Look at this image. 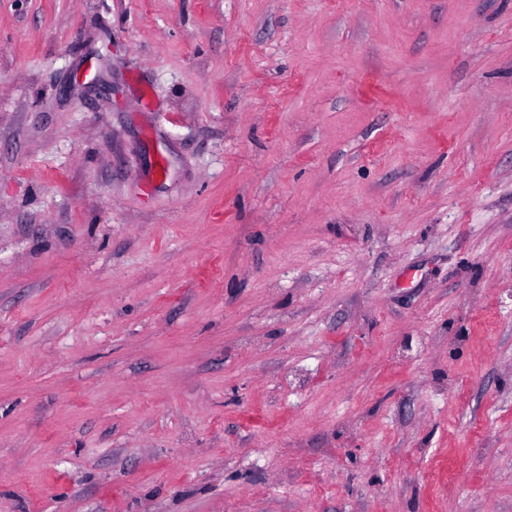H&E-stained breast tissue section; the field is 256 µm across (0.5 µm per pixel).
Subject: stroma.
<instances>
[{"instance_id":"stroma-1","label":"stroma","mask_w":512,"mask_h":512,"mask_svg":"<svg viewBox=\"0 0 512 512\" xmlns=\"http://www.w3.org/2000/svg\"><path fill=\"white\" fill-rule=\"evenodd\" d=\"M0 512H512V0H0Z\"/></svg>"}]
</instances>
